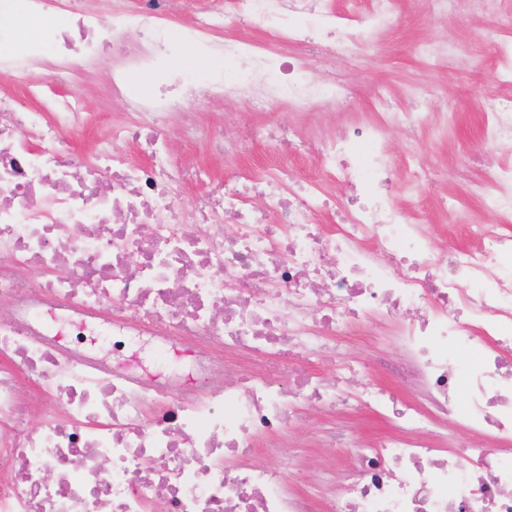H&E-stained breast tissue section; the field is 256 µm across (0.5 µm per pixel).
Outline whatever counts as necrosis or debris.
<instances>
[{"label":"necrosis or debris","instance_id":"necrosis-or-debris-1","mask_svg":"<svg viewBox=\"0 0 512 512\" xmlns=\"http://www.w3.org/2000/svg\"><path fill=\"white\" fill-rule=\"evenodd\" d=\"M0 0V17L47 15L51 36L0 26V512H512V4L418 0L433 17L488 20L476 44L496 69L481 99L480 148L490 164L472 192L486 212L475 244L440 263L417 201L432 188L414 146L392 157L389 133H418L427 112L382 110L328 135L274 124L209 138L233 157L264 144L277 162L253 177L208 182L170 169L166 130L189 141L186 107L229 96L253 110L342 112L354 91L336 70L319 78L283 45L323 42L343 64L394 20L400 0ZM249 24L263 37H235ZM135 31L136 41L124 40ZM223 56V73L173 67L182 46ZM115 51L109 90L127 118L76 159L87 121L75 61ZM47 72L39 83L35 72ZM134 71L154 73L150 93ZM147 154L130 162L124 146ZM402 170L415 203L400 205ZM350 195L338 223L326 182ZM263 207H256V200ZM229 233L212 234L215 221ZM390 337L398 382L421 403L368 380L351 337ZM342 479L294 487L289 439L311 414ZM368 413L387 428L367 441L336 430V413ZM496 440L449 444L453 424ZM268 460H254L256 450Z\"/></svg>","mask_w":512,"mask_h":512}]
</instances>
